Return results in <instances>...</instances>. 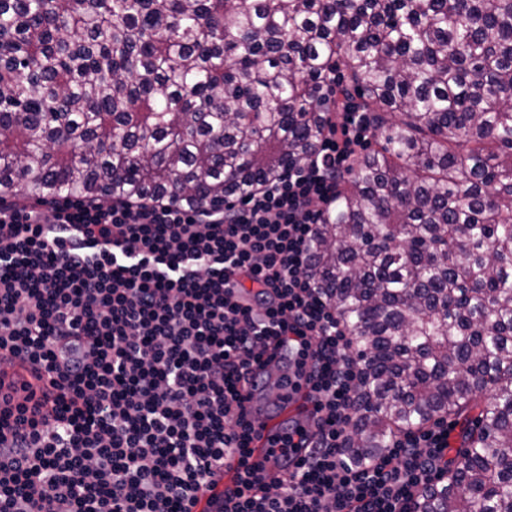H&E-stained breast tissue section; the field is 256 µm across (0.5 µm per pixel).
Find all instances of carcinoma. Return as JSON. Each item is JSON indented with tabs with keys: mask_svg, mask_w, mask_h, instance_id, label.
Masks as SVG:
<instances>
[{
	"mask_svg": "<svg viewBox=\"0 0 512 512\" xmlns=\"http://www.w3.org/2000/svg\"><path fill=\"white\" fill-rule=\"evenodd\" d=\"M339 68L380 131L311 251L349 457L461 418L418 512H512V0H0V195L244 197L309 156Z\"/></svg>",
	"mask_w": 512,
	"mask_h": 512,
	"instance_id": "cac0c4a2",
	"label": "carcinoma"
}]
</instances>
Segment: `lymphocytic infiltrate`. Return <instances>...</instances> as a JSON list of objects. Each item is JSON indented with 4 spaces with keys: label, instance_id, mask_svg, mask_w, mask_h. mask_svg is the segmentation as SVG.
Instances as JSON below:
<instances>
[{
    "label": "lymphocytic infiltrate",
    "instance_id": "lymphocytic-infiltrate-1",
    "mask_svg": "<svg viewBox=\"0 0 512 512\" xmlns=\"http://www.w3.org/2000/svg\"><path fill=\"white\" fill-rule=\"evenodd\" d=\"M323 106L312 154L221 208L0 200V363H27L44 407L0 408V512H417L447 420L347 459L359 368L309 243L370 125L334 91ZM283 344L315 414L283 429L273 480L250 461L244 393Z\"/></svg>",
    "mask_w": 512,
    "mask_h": 512
}]
</instances>
